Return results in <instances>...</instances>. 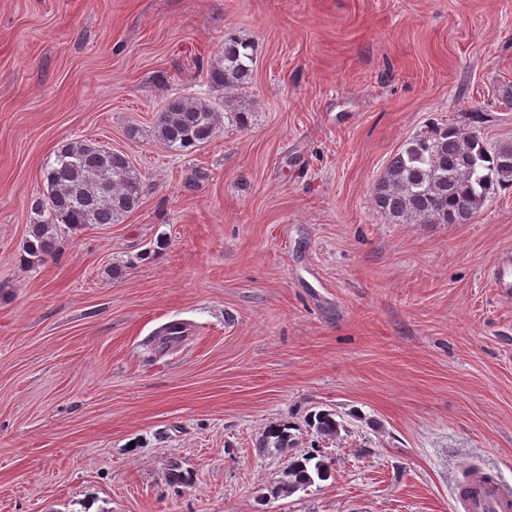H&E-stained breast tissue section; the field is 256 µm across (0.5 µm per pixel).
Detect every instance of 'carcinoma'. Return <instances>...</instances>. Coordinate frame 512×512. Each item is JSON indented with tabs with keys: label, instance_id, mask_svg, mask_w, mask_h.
<instances>
[{
	"label": "carcinoma",
	"instance_id": "cac0c4a2",
	"mask_svg": "<svg viewBox=\"0 0 512 512\" xmlns=\"http://www.w3.org/2000/svg\"><path fill=\"white\" fill-rule=\"evenodd\" d=\"M254 45L234 34L224 38L219 58L209 69L211 85L233 94L253 77ZM223 122L222 110L202 98L168 99L154 125L163 147L186 152L210 141ZM45 189L34 200L39 219L30 225L25 252L35 261L56 254L55 228L115 224L136 210L143 182L127 156L97 143L71 140L58 148L44 172ZM500 185H512V143L491 147L460 127H436L389 158L373 186L374 205L394 224H465ZM310 426L323 437H337L342 424L320 411ZM288 426L272 427L261 448L286 449ZM287 480L277 493L294 494L329 476L314 454L288 458Z\"/></svg>",
	"mask_w": 512,
	"mask_h": 512
}]
</instances>
